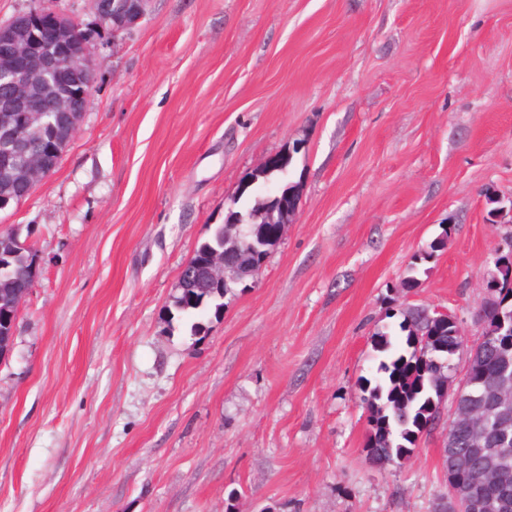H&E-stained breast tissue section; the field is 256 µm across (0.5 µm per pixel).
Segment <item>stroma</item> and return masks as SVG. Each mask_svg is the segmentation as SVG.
<instances>
[{
  "instance_id": "stroma-1",
  "label": "stroma",
  "mask_w": 512,
  "mask_h": 512,
  "mask_svg": "<svg viewBox=\"0 0 512 512\" xmlns=\"http://www.w3.org/2000/svg\"><path fill=\"white\" fill-rule=\"evenodd\" d=\"M41 10L82 25L95 83L56 171L0 215L39 262L0 364V512H441L446 423L374 465L360 386L401 308L476 332L512 231L484 207L512 196V0H150L116 35L93 0H0V24ZM287 149L253 192L301 204L261 271L168 318Z\"/></svg>"
}]
</instances>
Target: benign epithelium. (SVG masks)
Here are the masks:
<instances>
[{
    "mask_svg": "<svg viewBox=\"0 0 512 512\" xmlns=\"http://www.w3.org/2000/svg\"><path fill=\"white\" fill-rule=\"evenodd\" d=\"M149 0H95V10L101 25L116 34L139 23L147 13ZM7 79L6 90L0 96V177L6 186L0 188V213L19 206L29 198L39 184L59 165V159L73 139L82 119L85 105L94 83V72L87 49V37L74 21L53 12H30L6 25H0V77ZM49 120L54 129L52 146L45 148L39 141L25 139L34 121ZM300 199H282L266 212L264 223L276 225L272 237L279 238L284 225L291 223ZM224 240L242 243L243 258L250 260L248 271L261 270L269 254L266 239L254 235L244 223L224 220ZM205 275L215 288L235 281V275L224 264V251L211 250L203 262ZM512 285V275L502 281L496 274L482 278L485 298L494 302L497 322L506 326L512 312L505 304L495 303L494 292ZM432 313L452 327L459 341L458 349L475 352L484 341L480 335L472 342L465 339L462 319L455 312L434 308ZM496 422L500 428L512 423L508 415L497 410L472 408L450 412L448 442L462 438V429ZM470 465L468 456L454 450V467L448 474V500L452 512H464L470 504L471 489L460 475Z\"/></svg>",
    "mask_w": 512,
    "mask_h": 512,
    "instance_id": "1",
    "label": "benign epithelium"
}]
</instances>
